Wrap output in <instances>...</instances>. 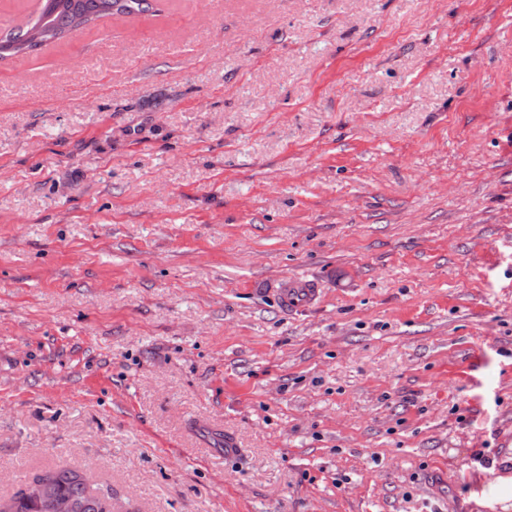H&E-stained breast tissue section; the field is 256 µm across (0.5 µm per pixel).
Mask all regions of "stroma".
Masks as SVG:
<instances>
[{"label": "stroma", "instance_id": "stroma-1", "mask_svg": "<svg viewBox=\"0 0 512 512\" xmlns=\"http://www.w3.org/2000/svg\"><path fill=\"white\" fill-rule=\"evenodd\" d=\"M159 8L0 62V499L512 512V0ZM316 294L317 288H313V284L296 279L282 288L280 296L281 302L285 306H294L311 302L315 299ZM45 480H33L23 493L12 497L9 502L0 500V512H51L48 506L34 501H50L54 512H112L108 510L100 497L98 488L93 490L87 487L81 480V474L70 469H58L38 474ZM57 493L64 498L56 495ZM71 500V502L67 499ZM31 499V500H30ZM33 500V501H32Z\"/></svg>", "mask_w": 512, "mask_h": 512}]
</instances>
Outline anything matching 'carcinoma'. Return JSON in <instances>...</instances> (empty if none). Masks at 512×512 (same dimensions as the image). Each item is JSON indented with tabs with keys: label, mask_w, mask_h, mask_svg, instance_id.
<instances>
[{
	"label": "carcinoma",
	"mask_w": 512,
	"mask_h": 512,
	"mask_svg": "<svg viewBox=\"0 0 512 512\" xmlns=\"http://www.w3.org/2000/svg\"><path fill=\"white\" fill-rule=\"evenodd\" d=\"M40 11L24 25L0 33V60L35 51L47 44L63 41L97 21L112 17H135L158 13L155 0H40ZM40 478L50 481L57 493L73 504V512H110L98 490L87 487L81 474L70 469L48 471ZM0 512H51L20 493L9 502L0 501Z\"/></svg>",
	"instance_id": "cac0c4a2"
}]
</instances>
